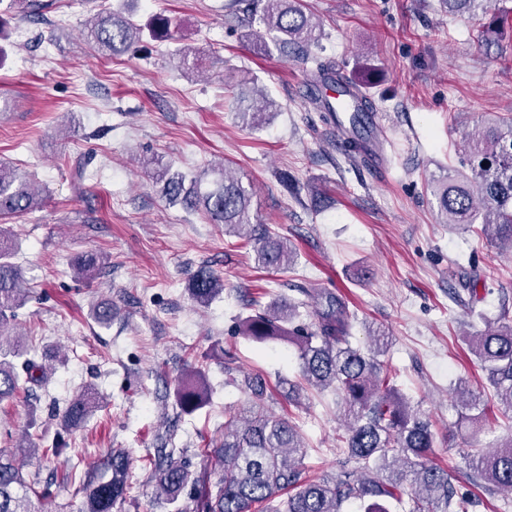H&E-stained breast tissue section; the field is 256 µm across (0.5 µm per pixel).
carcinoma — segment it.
<instances>
[{"label":"carcinoma","mask_w":512,"mask_h":512,"mask_svg":"<svg viewBox=\"0 0 512 512\" xmlns=\"http://www.w3.org/2000/svg\"><path fill=\"white\" fill-rule=\"evenodd\" d=\"M236 11L248 25L261 31L250 33L254 49L271 53L275 48L315 65L314 78L332 85L336 101L311 93L310 100L336 116L343 112L352 132L365 124L369 101L362 91L373 69L364 67L351 75L333 72L315 53L322 39L321 25L305 12L302 0H233ZM487 0H440L450 14L474 16ZM155 41L172 38L170 21L156 18L142 26L129 12L111 8L100 10L88 27L98 50L121 56L145 33ZM275 102L260 90L258 97L244 104L236 96L232 107L238 121L252 129L270 122ZM467 172L448 169L433 179L431 192L442 224L469 229L481 225L480 232L501 251L512 254V115H494L475 122L466 134ZM146 171L163 183L162 194L172 204L201 210L214 224L252 244L258 265L284 269L292 264L295 252L284 238L264 224L252 222V186L232 175L225 165L207 167L194 174L170 173V168L145 162ZM42 202L32 178L0 163V220L39 207ZM15 240L0 229V403L16 398L20 382L40 389L51 378L47 368L31 356L32 348L22 338H11L19 311L32 298L23 287V269L12 262ZM100 257L90 253L78 263L76 276L89 280L99 270ZM189 296L199 305L208 304L224 292V278L206 265L190 277ZM301 292L316 300L314 322L299 321L300 303L273 301L239 324L242 335L264 343L285 340L299 351L300 380L288 383V401L296 402L310 386L336 393L349 422L337 438V447L346 449L342 469L333 476L303 478L305 444L296 426L284 415L266 407L268 387L258 374L245 379L251 402L247 411H224V441L211 450L217 480L212 472H193L181 452L167 445L154 450L148 459L149 479L155 499L174 512H182L179 502L187 497L194 512H342L344 503L358 500L364 512H389L383 501L402 502L409 498L408 512H469L471 503L455 498L454 475L429 463L434 448L430 421L409 405L395 388L390 370L378 360L381 347L365 353L352 345L350 329L355 313L348 303L331 292L308 288ZM94 320L109 326L114 316L112 302H99L91 309ZM508 310H502L496 326L487 325L468 337L469 349L481 365L497 401L501 415L512 420V325ZM208 388L202 371L194 368L176 388V401L185 413L202 408ZM100 397L93 388L66 403L58 416L66 429L81 426ZM462 405L477 410L469 419L478 427L488 423V406L470 394ZM494 451L477 448L465 455L469 477H480L494 487L512 492V433L493 444ZM56 456L57 448L38 449L24 440L0 448V512H45V496L38 482L23 474L19 457L36 454ZM105 470L108 478L89 473L79 482L76 493L84 494L82 512H120L129 489L130 459L122 448L110 451Z\"/></svg>","instance_id":"1"}]
</instances>
